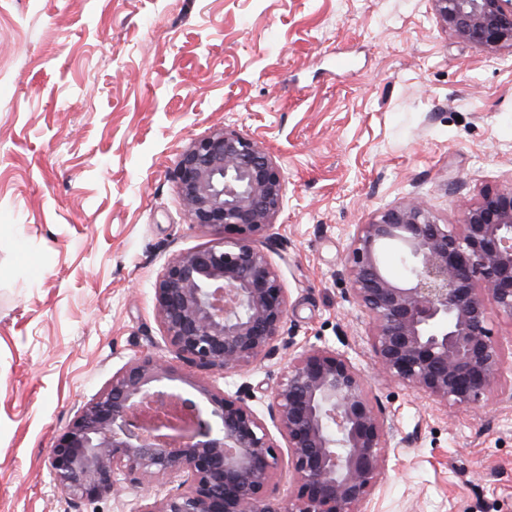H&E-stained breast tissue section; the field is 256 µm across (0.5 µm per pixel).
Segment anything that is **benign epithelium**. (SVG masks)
<instances>
[{
    "instance_id": "obj_1",
    "label": "benign epithelium",
    "mask_w": 512,
    "mask_h": 512,
    "mask_svg": "<svg viewBox=\"0 0 512 512\" xmlns=\"http://www.w3.org/2000/svg\"><path fill=\"white\" fill-rule=\"evenodd\" d=\"M440 25L489 52L512 48V0H431ZM175 179L191 223L212 244L179 252L155 285L171 360H135L59 436L50 465L76 506L115 490L179 480L139 512H367L387 458L384 411L344 353L304 348L289 361L266 412L288 444L299 489L278 506L264 490L279 461L266 425L241 396L213 394L211 413L164 385L171 362L228 374L274 353L285 290L258 238L282 210L281 168L262 144L224 128L193 142ZM235 230V237L223 235ZM398 250L403 276L381 261ZM348 291L370 318L374 364L386 378L446 407H469L492 387L504 345L491 314L512 321V186L464 205L442 224L420 199L357 225Z\"/></svg>"
}]
</instances>
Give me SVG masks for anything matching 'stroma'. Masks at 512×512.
Instances as JSON below:
<instances>
[{
	"instance_id": "obj_1",
	"label": "stroma",
	"mask_w": 512,
	"mask_h": 512,
	"mask_svg": "<svg viewBox=\"0 0 512 512\" xmlns=\"http://www.w3.org/2000/svg\"><path fill=\"white\" fill-rule=\"evenodd\" d=\"M225 127L284 176L264 249L288 316L271 356L225 376L178 362L168 387L204 404L244 384L262 413L298 349L344 352L387 416L368 512H512V351L480 402L444 407L379 375L347 293L378 209L419 197L458 224L512 184V50L458 39L430 0H0V512H138L175 491L125 483L75 508L49 457L127 363L169 359L155 282L213 238L174 170ZM270 435L281 503L298 484Z\"/></svg>"
}]
</instances>
